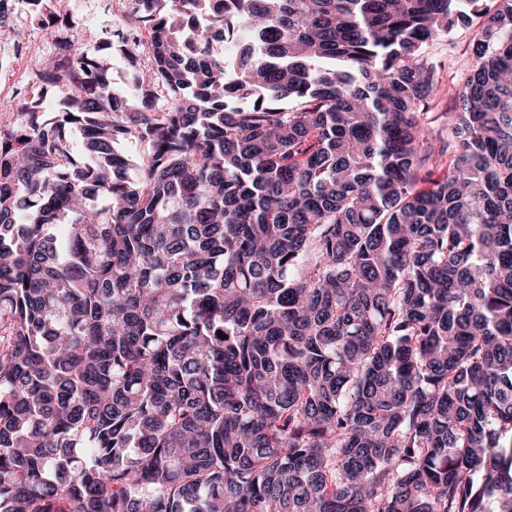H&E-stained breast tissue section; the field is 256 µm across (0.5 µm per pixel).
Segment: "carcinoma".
I'll return each mask as SVG.
<instances>
[{"label":"carcinoma","instance_id":"carcinoma-1","mask_svg":"<svg viewBox=\"0 0 512 512\" xmlns=\"http://www.w3.org/2000/svg\"><path fill=\"white\" fill-rule=\"evenodd\" d=\"M128 2L0 128V512H512V0ZM484 18L472 16L469 22L459 23L448 37L430 45L429 55L440 65L442 83L448 88L447 103L463 85L471 66L475 35Z\"/></svg>","mask_w":512,"mask_h":512}]
</instances>
